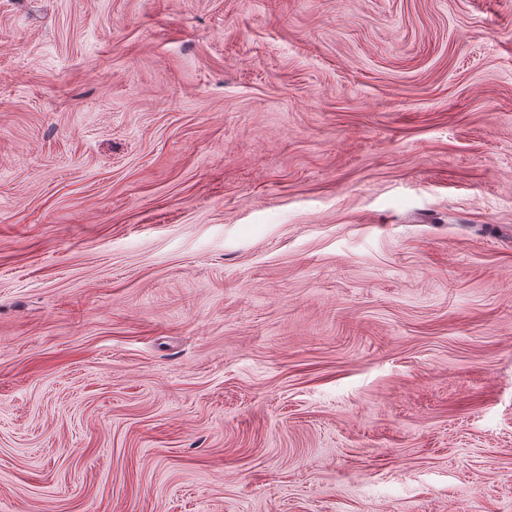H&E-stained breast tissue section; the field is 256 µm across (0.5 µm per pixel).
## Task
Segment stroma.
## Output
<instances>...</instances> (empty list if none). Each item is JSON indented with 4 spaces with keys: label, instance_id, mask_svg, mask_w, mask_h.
<instances>
[{
    "label": "stroma",
    "instance_id": "1",
    "mask_svg": "<svg viewBox=\"0 0 512 512\" xmlns=\"http://www.w3.org/2000/svg\"><path fill=\"white\" fill-rule=\"evenodd\" d=\"M0 512H512V0H0Z\"/></svg>",
    "mask_w": 512,
    "mask_h": 512
}]
</instances>
